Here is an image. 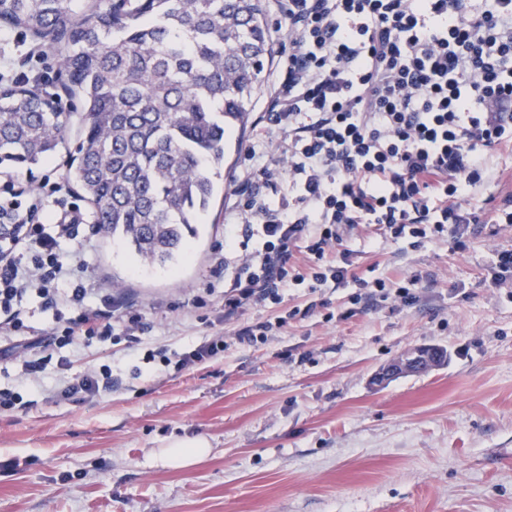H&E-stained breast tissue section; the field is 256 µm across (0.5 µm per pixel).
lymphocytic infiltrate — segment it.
<instances>
[{"instance_id":"lymphocytic-infiltrate-1","label":"lymphocytic infiltrate","mask_w":512,"mask_h":512,"mask_svg":"<svg viewBox=\"0 0 512 512\" xmlns=\"http://www.w3.org/2000/svg\"><path fill=\"white\" fill-rule=\"evenodd\" d=\"M270 91L245 146L224 210L232 267L224 319L247 306L277 303L290 286L337 288L354 282V303L417 299V278L395 292L352 276L346 243L360 225L410 238L458 241L484 221L478 198L495 184L498 160L512 153V0H271ZM83 216L57 182L29 198L0 185V335L24 336L19 380L46 370L43 348L78 338L138 341L140 312L113 301L92 307L97 290L82 265L62 260L64 244L84 246ZM68 311L64 326L27 336L29 297ZM277 322L214 336L179 355L186 369L229 343L254 345ZM111 368L63 379L64 398L108 394Z\"/></svg>"}]
</instances>
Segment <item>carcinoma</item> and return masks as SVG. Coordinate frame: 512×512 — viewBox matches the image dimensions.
Segmentation results:
<instances>
[{
    "instance_id": "obj_1",
    "label": "carcinoma",
    "mask_w": 512,
    "mask_h": 512,
    "mask_svg": "<svg viewBox=\"0 0 512 512\" xmlns=\"http://www.w3.org/2000/svg\"><path fill=\"white\" fill-rule=\"evenodd\" d=\"M75 0H0V28L59 47L81 108L67 178L95 223L141 261L187 255L214 200L224 148L249 123L269 59L265 0H112L81 17ZM63 113L50 97L0 87V165L42 166Z\"/></svg>"
}]
</instances>
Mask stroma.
<instances>
[{
    "instance_id": "1",
    "label": "stroma",
    "mask_w": 512,
    "mask_h": 512,
    "mask_svg": "<svg viewBox=\"0 0 512 512\" xmlns=\"http://www.w3.org/2000/svg\"><path fill=\"white\" fill-rule=\"evenodd\" d=\"M43 53L38 91L64 112L57 47L26 36ZM34 172L12 170L28 193L45 177L66 181L78 141ZM220 191L211 221L175 268H144L111 235L97 232L64 259L87 279L133 298L150 325L139 342L96 338L49 346L43 376L105 365L121 370L107 396L47 401L0 411V512H512V283L491 285L496 255L512 249V226L473 224L465 247L434 238L412 249L365 226L349 241L352 271L396 287L421 278L410 305L386 303L349 319L350 288L329 293L332 320L289 319L264 343L229 346L177 370L168 358L221 331L275 321L304 307V287L279 304L247 307L224 320ZM215 294H208V286ZM441 346L443 365L374 384L405 351ZM203 436L210 454L188 466L160 452Z\"/></svg>"
}]
</instances>
